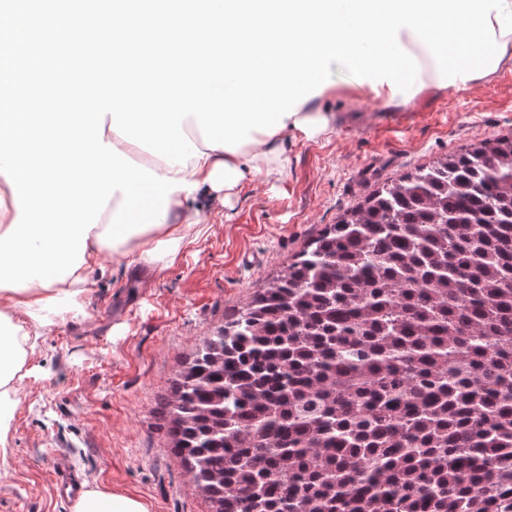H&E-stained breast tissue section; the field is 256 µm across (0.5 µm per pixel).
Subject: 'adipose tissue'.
Masks as SVG:
<instances>
[{"label":"adipose tissue","instance_id":"ef3b65f1","mask_svg":"<svg viewBox=\"0 0 512 512\" xmlns=\"http://www.w3.org/2000/svg\"><path fill=\"white\" fill-rule=\"evenodd\" d=\"M287 130L305 139L326 137L334 131V116L302 103L293 116L284 118ZM252 140L239 150L207 151L204 156L188 160L186 166H169L159 158L148 161L151 170L162 177L196 183L199 193L207 195L212 204H223L237 194L250 180L259 176L280 175L285 152L282 134L252 132ZM188 192L171 193L167 216L161 224L138 232L113 248L100 243L103 226L88 233L84 260L74 274L50 286L29 283L21 290L0 288V452H6L10 424L19 403V388L26 376L28 351L33 348L40 332L47 326L86 316V299L92 283L89 275L101 264L105 250L130 259L161 267L176 259L188 243L193 219L186 211ZM74 512H148L137 498L104 489L84 492L74 506Z\"/></svg>","mask_w":512,"mask_h":512}]
</instances>
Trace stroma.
<instances>
[{"instance_id":"stroma-1","label":"stroma","mask_w":512,"mask_h":512,"mask_svg":"<svg viewBox=\"0 0 512 512\" xmlns=\"http://www.w3.org/2000/svg\"><path fill=\"white\" fill-rule=\"evenodd\" d=\"M317 106L336 131L287 134L282 176L256 178L226 206L189 202L199 236L157 273L104 253L87 317L45 329L28 362L0 456V512H73L61 470L149 512H210L168 432L181 364L307 244L384 183L449 152L512 135V63L493 77L386 104L333 67Z\"/></svg>"}]
</instances>
